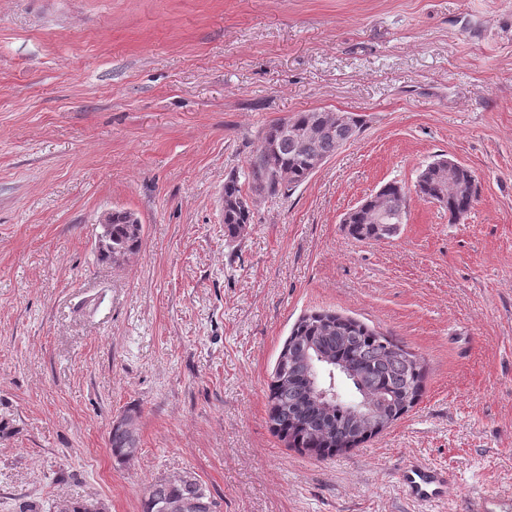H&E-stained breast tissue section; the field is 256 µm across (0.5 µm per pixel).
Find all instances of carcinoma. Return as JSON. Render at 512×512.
Returning <instances> with one entry per match:
<instances>
[{"label":"carcinoma","mask_w":512,"mask_h":512,"mask_svg":"<svg viewBox=\"0 0 512 512\" xmlns=\"http://www.w3.org/2000/svg\"><path fill=\"white\" fill-rule=\"evenodd\" d=\"M299 125H325L331 113L299 112L262 130L259 146L249 159L251 184H262L269 195L286 194L310 177L309 155L295 151L280 129L288 121ZM458 178L470 184L467 192L454 189L451 181L434 167L414 184V189L394 181L347 225L358 241H379L399 234L407 217L410 193L436 200L448 208L450 218L466 215L479 196L474 173L463 169ZM243 196L238 177L224 181V229L236 240L253 223L254 212L241 208ZM384 213L380 224L374 217ZM109 231L98 247L103 259H118L137 252L142 244L139 224L129 214L115 211L108 216ZM424 380L420 360L391 337L335 311H318L301 317L279 354L269 386L268 418L272 431L291 448L327 459L351 450L380 434L412 408L419 399ZM385 398L376 415L365 416L362 401ZM130 414L112 427V454L129 458L136 447ZM195 502L192 512H216L217 503L200 481L190 473L159 480L144 488V512H159L162 503Z\"/></svg>","instance_id":"carcinoma-1"}]
</instances>
